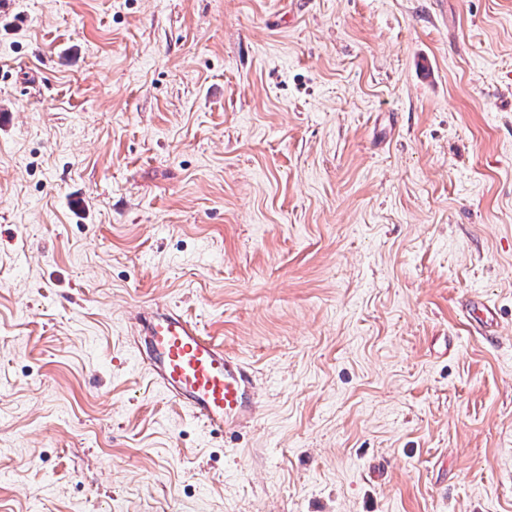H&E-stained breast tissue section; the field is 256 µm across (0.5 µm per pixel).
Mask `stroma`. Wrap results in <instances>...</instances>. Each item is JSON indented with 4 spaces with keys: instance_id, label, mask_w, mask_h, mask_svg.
I'll return each instance as SVG.
<instances>
[{
    "instance_id": "35a3bbf8",
    "label": "stroma",
    "mask_w": 512,
    "mask_h": 512,
    "mask_svg": "<svg viewBox=\"0 0 512 512\" xmlns=\"http://www.w3.org/2000/svg\"><path fill=\"white\" fill-rule=\"evenodd\" d=\"M0 512H512V0H0ZM464 313L467 324L480 333L486 339L495 336L491 333L490 328L493 324L494 314L491 305L487 302H472L464 305ZM484 327V328H483ZM132 345L150 381L213 433H234L256 418L260 400L249 365L180 312L155 305Z\"/></svg>"
}]
</instances>
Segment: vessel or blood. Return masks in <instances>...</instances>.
Returning <instances> with one entry per match:
<instances>
[{
  "instance_id": "vessel-or-blood-1",
  "label": "vessel or blood",
  "mask_w": 512,
  "mask_h": 512,
  "mask_svg": "<svg viewBox=\"0 0 512 512\" xmlns=\"http://www.w3.org/2000/svg\"><path fill=\"white\" fill-rule=\"evenodd\" d=\"M464 313L475 332L493 324L489 303L465 304ZM132 345L151 383L208 430L234 433L255 420L260 400L249 365L180 312L166 306L151 307Z\"/></svg>"
}]
</instances>
